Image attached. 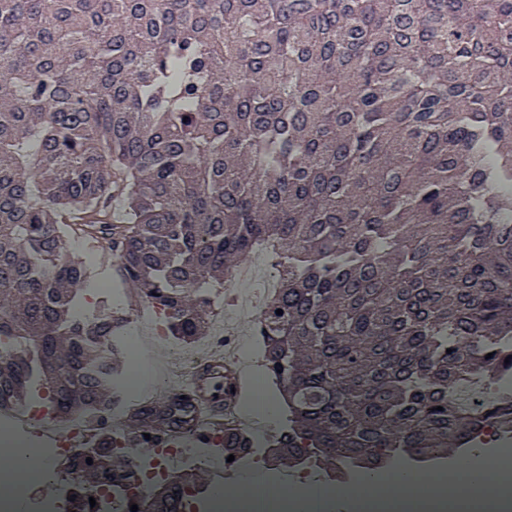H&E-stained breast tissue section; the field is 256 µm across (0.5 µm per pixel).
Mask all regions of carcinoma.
I'll use <instances>...</instances> for the list:
<instances>
[{"label": "carcinoma", "mask_w": 512, "mask_h": 512, "mask_svg": "<svg viewBox=\"0 0 512 512\" xmlns=\"http://www.w3.org/2000/svg\"><path fill=\"white\" fill-rule=\"evenodd\" d=\"M511 186L512 0H0V410L32 370L111 406L124 318L74 314L94 254L193 339L263 243L270 462L446 458L512 418L466 397L512 367ZM128 462L89 470L118 495Z\"/></svg>", "instance_id": "carcinoma-1"}]
</instances>
